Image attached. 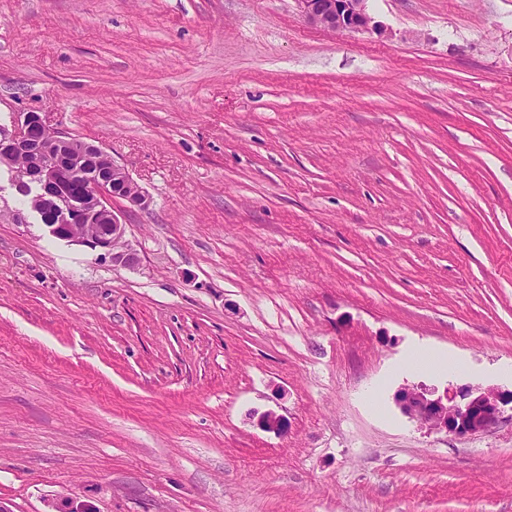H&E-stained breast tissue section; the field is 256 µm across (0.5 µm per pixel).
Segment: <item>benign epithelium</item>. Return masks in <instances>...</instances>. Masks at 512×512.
Returning <instances> with one entry per match:
<instances>
[{
  "label": "benign epithelium",
  "mask_w": 512,
  "mask_h": 512,
  "mask_svg": "<svg viewBox=\"0 0 512 512\" xmlns=\"http://www.w3.org/2000/svg\"><path fill=\"white\" fill-rule=\"evenodd\" d=\"M305 19L332 31L376 30L378 25L367 12L366 0H297ZM96 157L104 167L95 177L70 170V180L61 168L46 162L50 156ZM6 167L18 191H29L33 177L49 196L61 203L56 221L46 225L49 234L60 240L100 248L114 266L139 265L134 249L125 243V224L112 208L121 199L129 208L144 209L148 200L130 174L114 163L102 148L67 133L53 131L37 112L17 116L11 128L0 127V167ZM400 405L419 427L430 432L472 436L508 419L512 421V390L479 382L444 388L425 383L401 388ZM257 425L279 432L283 419L272 411L261 414Z\"/></svg>",
  "instance_id": "benign-epithelium-1"
}]
</instances>
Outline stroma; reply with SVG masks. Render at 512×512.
Instances as JSON below:
<instances>
[{"instance_id": "1", "label": "stroma", "mask_w": 512, "mask_h": 512, "mask_svg": "<svg viewBox=\"0 0 512 512\" xmlns=\"http://www.w3.org/2000/svg\"><path fill=\"white\" fill-rule=\"evenodd\" d=\"M0 0V123L36 111L149 198L140 264L0 175L10 512H512V422L416 427L413 383L512 387V0ZM450 372L411 369L414 350ZM267 411L281 432L256 424ZM305 19L332 31L377 30L365 0H297Z\"/></svg>"}]
</instances>
